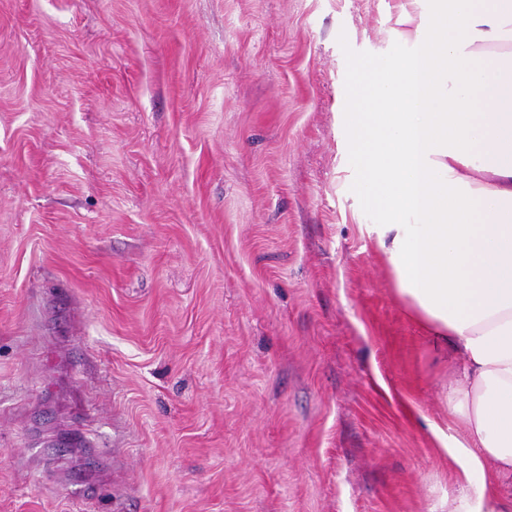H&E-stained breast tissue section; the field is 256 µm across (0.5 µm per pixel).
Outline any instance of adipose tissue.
<instances>
[{"label":"adipose tissue","mask_w":512,"mask_h":512,"mask_svg":"<svg viewBox=\"0 0 512 512\" xmlns=\"http://www.w3.org/2000/svg\"><path fill=\"white\" fill-rule=\"evenodd\" d=\"M404 28L347 115L358 222L458 359L448 512H512V0H400ZM431 46L430 59L422 49Z\"/></svg>","instance_id":"1"}]
</instances>
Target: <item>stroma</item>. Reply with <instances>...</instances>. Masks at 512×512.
<instances>
[{"mask_svg": "<svg viewBox=\"0 0 512 512\" xmlns=\"http://www.w3.org/2000/svg\"><path fill=\"white\" fill-rule=\"evenodd\" d=\"M396 3L0 0V512H448L348 188Z\"/></svg>", "mask_w": 512, "mask_h": 512, "instance_id": "stroma-1", "label": "stroma"}]
</instances>
